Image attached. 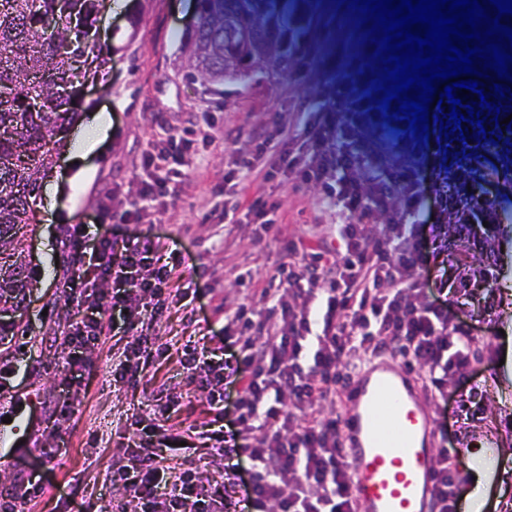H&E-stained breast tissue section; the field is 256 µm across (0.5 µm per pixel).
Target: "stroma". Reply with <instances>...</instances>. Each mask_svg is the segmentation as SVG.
I'll return each instance as SVG.
<instances>
[{"label": "stroma", "mask_w": 512, "mask_h": 512, "mask_svg": "<svg viewBox=\"0 0 512 512\" xmlns=\"http://www.w3.org/2000/svg\"><path fill=\"white\" fill-rule=\"evenodd\" d=\"M191 2L128 0L123 11L106 8L99 14L95 37L114 52L84 91L83 107L109 115V137L87 154L88 174L76 185L67 181L68 162L57 160L52 172L68 201L58 208L54 222L34 224L27 234L35 275L25 308L14 314L23 333L0 348V366L14 367L0 391V413L13 412L19 403L25 408V450L11 469L23 477L34 470L42 476L44 492L30 502V512H137L132 497L106 482L105 475L113 465L127 463L131 424L146 417L147 396L162 385L185 392L187 371L179 350L193 332L203 334L211 353L223 354L225 306L243 303L265 312L259 296L234 284L231 266L266 284L278 282L280 266L288 260L280 241L255 240L248 204L261 195L277 198L281 208L275 221L286 225L292 237L303 235L315 218L319 186H299L281 174L249 176L228 185L225 171L245 155L267 167L270 154L284 147L305 155L303 140L283 143L281 125L310 122L331 107L336 94L357 92L352 73L333 60L337 45L352 44L356 31L348 27L346 14L330 8L329 0H314L306 32L281 68L243 83L188 82L180 45L194 15ZM135 16L140 24L134 28L130 20ZM172 136L189 143L182 175L166 195L143 198L150 175L141 157ZM438 138V124H430L427 163L419 174L427 188L421 218L428 224L449 223L444 197L456 184L443 166ZM466 167L480 188V200L496 212L492 218L480 213V243L458 245L471 272L455 311L474 326L478 338L476 360L460 392L470 390L474 396L463 408L460 393L436 398L422 389L418 399L435 422L436 443L458 452L460 494L471 490L477 463L494 462L509 478L503 492L508 504L489 503L482 512H512V172L497 149ZM95 212L107 224L113 215L131 213V221L119 226V236L161 241L176 249L187 271L197 274L200 292L191 305L164 313L169 351L148 359L135 387L112 379V367L131 338L126 325L116 324L102 344L85 353V391L75 416L67 422L52 420L45 403L64 377L68 359L67 349L53 343L52 333L70 312L59 290L68 264L59 241L71 225ZM228 224L237 244L226 249L222 238ZM225 394L223 421L229 423L236 385H227ZM169 422L202 430L220 424L201 394L185 397Z\"/></svg>", "instance_id": "35a3bbf8"}]
</instances>
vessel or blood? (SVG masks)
Returning <instances> with one entry per match:
<instances>
[{
    "mask_svg": "<svg viewBox=\"0 0 512 512\" xmlns=\"http://www.w3.org/2000/svg\"><path fill=\"white\" fill-rule=\"evenodd\" d=\"M344 400L340 429L359 512H426L440 451L411 371L393 359L372 361Z\"/></svg>",
    "mask_w": 512,
    "mask_h": 512,
    "instance_id": "vessel-or-blood-1",
    "label": "vessel or blood"
}]
</instances>
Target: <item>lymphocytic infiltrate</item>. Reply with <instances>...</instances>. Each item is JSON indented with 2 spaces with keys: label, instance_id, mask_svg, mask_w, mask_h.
Wrapping results in <instances>:
<instances>
[{
  "label": "lymphocytic infiltrate",
  "instance_id": "1",
  "mask_svg": "<svg viewBox=\"0 0 512 512\" xmlns=\"http://www.w3.org/2000/svg\"><path fill=\"white\" fill-rule=\"evenodd\" d=\"M375 111L359 94L337 100L335 108L318 113L302 128L283 130L284 141L304 138L313 161L304 163L283 150L274 157L273 168L289 173L296 183L320 185L319 211L340 204V221L322 226L316 240H286L270 218L279 201L256 199L250 210L262 220L260 236L283 239L288 255L302 256L304 265L282 266L289 293L260 287L266 314L241 306L227 315L224 329L241 338L239 352L216 360L191 344L182 351L189 389L205 394L210 404L223 406L228 378H237L241 387L234 430L201 433L191 426L187 436L202 437L212 456L246 458L249 469L231 471L223 485H215L201 479L196 468L167 465L161 449L173 438L170 429L139 428L132 465L113 469L109 477L136 501L138 512H240L244 504L252 512L271 507L276 512H356L348 492L340 420L324 413L335 403L329 384L337 367L351 357L406 354L424 369L426 385L438 397L466 378L474 328L457 318L446 294L449 284L466 282L457 238L441 225L424 230L406 221L422 207L414 179L419 160L403 170L400 179L406 187L397 201L389 188L359 178L364 165L360 154L325 148L337 126L363 121L373 126L387 155L397 154L407 141V126L390 124ZM338 169L346 175L336 180L332 173ZM376 211L387 212L386 223L371 221ZM60 247L70 261L62 288L75 306L57 329L68 349L65 385L81 387L84 353L111 334L117 311L134 336L126 347L127 359L119 361L112 375L139 385L142 360L167 349L161 336L163 309L196 295V279L187 275L176 253L149 240L104 234L92 238L78 225ZM430 255L441 258L453 273L449 280L436 277L442 297L434 301L426 300L419 273ZM106 282L112 285L111 297L102 304L98 297ZM307 357L312 360L308 368L302 365ZM457 486L454 456L442 452L430 512H454Z\"/></svg>",
  "mask_w": 512,
  "mask_h": 512
}]
</instances>
